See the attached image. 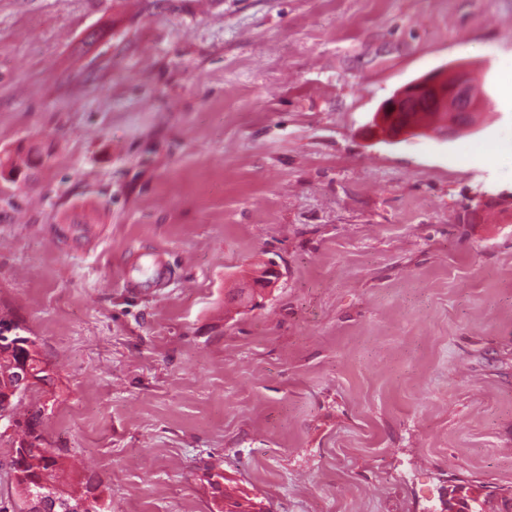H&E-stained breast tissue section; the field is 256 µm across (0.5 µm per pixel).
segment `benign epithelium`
Listing matches in <instances>:
<instances>
[{"label":"benign epithelium","instance_id":"obj_1","mask_svg":"<svg viewBox=\"0 0 512 512\" xmlns=\"http://www.w3.org/2000/svg\"><path fill=\"white\" fill-rule=\"evenodd\" d=\"M474 80L475 74L471 69L459 67L449 78L433 73L414 81L382 104L378 115L380 124L388 136L397 138L413 129L411 125L397 123L398 113L406 112L415 104L426 101L437 111L451 116V122L446 129L451 137L468 128L473 114L480 111L486 103L484 99L473 97L471 86ZM280 277L279 269L273 264L259 271L252 280L254 291L251 300L264 295L265 290L273 287Z\"/></svg>","mask_w":512,"mask_h":512}]
</instances>
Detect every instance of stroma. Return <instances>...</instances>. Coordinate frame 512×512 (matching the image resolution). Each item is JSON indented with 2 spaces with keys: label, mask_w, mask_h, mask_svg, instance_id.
Wrapping results in <instances>:
<instances>
[{
  "label": "stroma",
  "mask_w": 512,
  "mask_h": 512,
  "mask_svg": "<svg viewBox=\"0 0 512 512\" xmlns=\"http://www.w3.org/2000/svg\"><path fill=\"white\" fill-rule=\"evenodd\" d=\"M511 25L512 0H0V160L50 153L0 184V311L54 370L19 408L68 482L112 512H210L217 472L229 512L512 498ZM460 65L491 97L471 129L384 135V101ZM281 274L276 265L270 264L266 266L264 269L258 272L256 276L253 277L252 287L251 288H260L254 289L251 295V301H256L258 296L264 295V292L267 288H272L280 279Z\"/></svg>",
  "instance_id": "35a3bbf8"
}]
</instances>
